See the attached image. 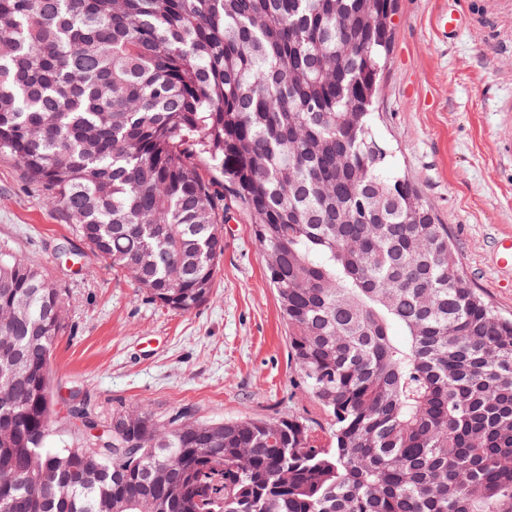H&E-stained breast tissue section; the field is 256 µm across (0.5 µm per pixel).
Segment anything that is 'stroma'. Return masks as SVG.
Segmentation results:
<instances>
[{"label":"stroma","instance_id":"35a3bbf8","mask_svg":"<svg viewBox=\"0 0 512 512\" xmlns=\"http://www.w3.org/2000/svg\"><path fill=\"white\" fill-rule=\"evenodd\" d=\"M457 15L442 37V11ZM375 126L439 223L448 225L470 283L512 315V0H397ZM209 302L175 313L147 301L47 208L21 165L0 157V242L43 268L63 290L66 328L52 353L53 386L86 394L102 421L139 405L163 416H241L308 422L330 441L323 407L288 358V329L233 199Z\"/></svg>","mask_w":512,"mask_h":512}]
</instances>
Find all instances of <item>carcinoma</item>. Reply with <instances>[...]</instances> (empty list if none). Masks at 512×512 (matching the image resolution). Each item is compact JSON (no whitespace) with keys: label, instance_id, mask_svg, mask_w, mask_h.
<instances>
[{"label":"carcinoma","instance_id":"carcinoma-1","mask_svg":"<svg viewBox=\"0 0 512 512\" xmlns=\"http://www.w3.org/2000/svg\"><path fill=\"white\" fill-rule=\"evenodd\" d=\"M395 9L0 0V155L175 313L213 295L229 192L332 430L137 406L46 447L63 293L1 246L0 512H512V319L374 131Z\"/></svg>","mask_w":512,"mask_h":512}]
</instances>
